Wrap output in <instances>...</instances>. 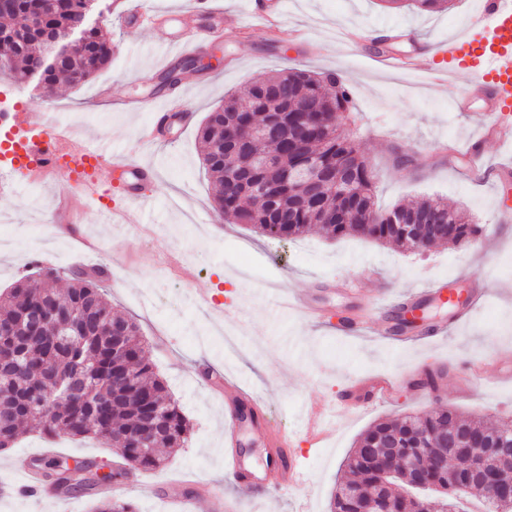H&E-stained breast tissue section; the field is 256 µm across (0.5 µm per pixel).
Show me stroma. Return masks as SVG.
Listing matches in <instances>:
<instances>
[{"label":"stroma","mask_w":512,"mask_h":512,"mask_svg":"<svg viewBox=\"0 0 512 512\" xmlns=\"http://www.w3.org/2000/svg\"><path fill=\"white\" fill-rule=\"evenodd\" d=\"M222 2V44L202 51L215 63L200 70L188 93L195 124L173 143L140 142L150 113L92 105L105 85L117 96L143 93L135 69L161 57L153 30L127 26L112 14L99 22L112 45V65L91 84L60 83L44 98L33 87L0 78L1 106L31 105L73 138L94 137L158 165L157 179L145 190L141 224L106 221L98 202L81 201L80 188L65 181L26 178L0 188V289L36 259L61 270L81 265L73 234L95 240L107 302L139 325L149 360L192 424L184 447L162 469L141 473L138 486L127 492L138 512H223L231 500L239 512H328L336 484L345 478L342 461L375 422L448 406L490 424L512 417V379L494 378L499 363H512V222L502 221L503 211L512 210V175L497 173L501 165L512 167V150L478 142V125L456 111L424 69L442 40L466 34L479 0H449L447 10L438 12L391 9L383 0H287L273 32L254 20L247 0ZM346 29L375 30L391 39L392 53L420 57L423 65L406 72L377 69L370 62L371 42L343 41ZM292 68L347 77L352 107L343 129L376 175L380 208L420 197L445 199L483 227L478 242L411 254L318 232L277 242L248 225L222 222L199 151L198 125L258 75ZM397 149L412 155L413 163L394 167ZM451 280L467 291L485 289L486 296L459 324L452 323L447 306L431 300L426 313L442 328L433 342L394 344L375 320L351 334L340 326L344 315H363L366 304L393 305L414 289ZM285 288L317 290L326 319L311 325L296 314L274 315L269 298ZM201 293L235 310L230 324L241 340L237 354L226 352L223 328L192 304ZM210 363L248 390L251 407L293 440L307 474L302 484L259 493L234 478L224 459V401L199 374ZM427 369L441 373L435 388H413ZM377 375L400 378L403 385L383 403L337 417L331 436L314 443L306 406L336 403L346 384ZM238 439L248 470L267 473L270 446L261 427L243 424ZM45 446L32 431L0 451V483L21 482L33 454ZM90 507L84 495L59 504L0 492V512Z\"/></svg>","instance_id":"stroma-1"}]
</instances>
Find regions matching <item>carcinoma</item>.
I'll list each match as a JSON object with an SVG mask.
<instances>
[{
	"mask_svg": "<svg viewBox=\"0 0 512 512\" xmlns=\"http://www.w3.org/2000/svg\"><path fill=\"white\" fill-rule=\"evenodd\" d=\"M102 0H13L0 13V75L14 84L32 83L47 92L65 80L80 88L112 63V45L100 34L97 18ZM65 46V56L44 62L52 40ZM351 104L346 81L337 74L317 77L305 70L273 72L224 99L199 130L202 159L211 173L214 201L229 224H246L261 236L289 241L317 230L330 239L360 236L411 252L439 243L470 244L482 227L468 222L464 211L440 199L380 209L375 181L362 151L348 137L329 134L335 113ZM280 155L279 166L257 169L247 184L225 178V159L240 164L248 155ZM318 156L322 183L315 206H306L295 188L281 179V170ZM265 184L275 194L263 199L246 186ZM402 211L407 224H391L388 215ZM40 285L21 279L0 291V322L12 331L0 333V449L12 447L32 427L49 442L63 433L91 437L120 446V460L108 464L111 480L163 465L161 450L183 447L191 425L165 382L145 356L138 325L117 316L103 298L101 281L76 270L70 273L37 267ZM69 280L65 292L58 282ZM69 326L70 335L54 338L55 326ZM455 434L487 452L504 469L512 468V421L488 427L478 416L448 407L397 420H380L357 441L345 460L359 500L337 488L330 512H386L389 504L403 512L415 505L398 487L404 484L401 461L428 448L425 433ZM46 479L62 494L96 495L98 484L74 474L100 464L69 467L60 457L42 459ZM456 469L469 496L483 501L486 512H500L486 476L470 471L466 452L453 456L440 445L424 456L426 479L443 512L458 508L456 491L446 480ZM92 512H138L121 496L95 500Z\"/></svg>",
	"mask_w": 512,
	"mask_h": 512,
	"instance_id": "cac0c4a2",
	"label": "carcinoma"
}]
</instances>
